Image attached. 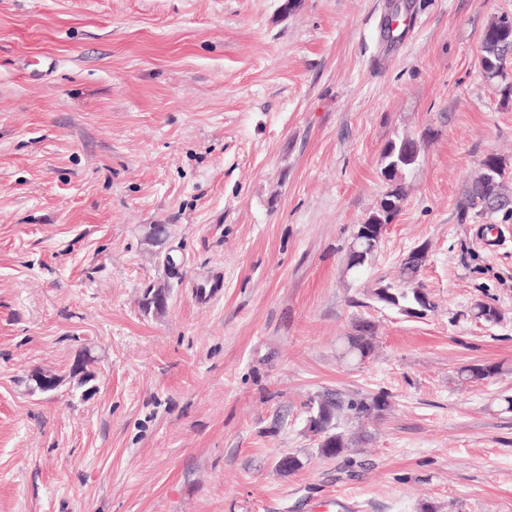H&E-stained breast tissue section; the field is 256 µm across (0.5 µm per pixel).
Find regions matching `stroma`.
Returning <instances> with one entry per match:
<instances>
[{"instance_id":"35a3bbf8","label":"stroma","mask_w":512,"mask_h":512,"mask_svg":"<svg viewBox=\"0 0 512 512\" xmlns=\"http://www.w3.org/2000/svg\"><path fill=\"white\" fill-rule=\"evenodd\" d=\"M282 3L0 0V512H512V222L457 209L485 156L512 170V103L478 68L512 0ZM404 135L424 158L353 277ZM418 247L435 309L412 316L372 291ZM379 394L340 417L354 468L322 457L309 402ZM380 240L364 243L358 247L359 254L350 251V245L346 253V271L354 276L364 273L368 266L375 260L382 244ZM374 327L368 321L355 324L353 333L346 336L341 356L351 363L360 364L374 352Z\"/></svg>"}]
</instances>
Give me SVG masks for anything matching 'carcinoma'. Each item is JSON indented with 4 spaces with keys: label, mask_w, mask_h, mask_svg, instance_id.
<instances>
[{
    "label": "carcinoma",
    "mask_w": 512,
    "mask_h": 512,
    "mask_svg": "<svg viewBox=\"0 0 512 512\" xmlns=\"http://www.w3.org/2000/svg\"><path fill=\"white\" fill-rule=\"evenodd\" d=\"M512 56V28L508 27V15L503 14L491 20L481 34V53L478 67L487 81L496 85L502 101L512 100V75L504 66L505 57ZM412 139L405 137L389 142L383 150L382 158L385 166L383 171H392L385 175L387 190L380 200L378 208L364 220L366 224L375 223L381 217L389 224L398 216L406 197L404 178L406 172L415 167L419 160L405 155V150ZM491 193L479 181L469 182L462 199L458 202V212L461 220L479 218L486 220L487 230H493V220L503 221L512 219V173L507 171L505 164H500L496 175V199L501 207L491 211L486 206V200ZM382 241L374 240L358 247L359 253H346V271L354 276L364 273L375 260ZM422 263L406 258L400 267L401 285L381 284L374 289L372 295L381 303L391 305L412 313L416 308L430 311L433 304L418 281V273ZM474 318L485 323H497L501 313L492 304L478 301L472 307ZM374 327L368 321L355 324L353 333L346 336L341 349V356L351 363L360 364L374 352ZM501 371L498 364H478L465 366L461 369V377L470 382L489 381ZM389 402L383 396L353 399L342 406L333 400L324 399L309 404V429L319 437L318 451L329 459H343V463L353 466V458L348 455L350 448L345 434L339 430L337 417L341 411H346L354 418H368L380 415L387 409Z\"/></svg>",
    "instance_id": "1"
}]
</instances>
